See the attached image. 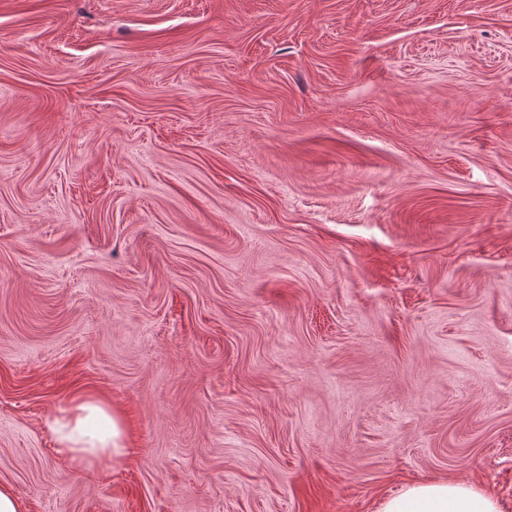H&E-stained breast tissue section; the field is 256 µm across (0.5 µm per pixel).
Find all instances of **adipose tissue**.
<instances>
[{
  "instance_id": "obj_1",
  "label": "adipose tissue",
  "mask_w": 512,
  "mask_h": 512,
  "mask_svg": "<svg viewBox=\"0 0 512 512\" xmlns=\"http://www.w3.org/2000/svg\"><path fill=\"white\" fill-rule=\"evenodd\" d=\"M58 450L79 465L106 471L129 452L123 418L94 399L73 401L46 419ZM379 512H501L490 493L464 482H436L408 487L385 500Z\"/></svg>"
}]
</instances>
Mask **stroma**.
<instances>
[{"label":"stroma","mask_w":512,"mask_h":512,"mask_svg":"<svg viewBox=\"0 0 512 512\" xmlns=\"http://www.w3.org/2000/svg\"><path fill=\"white\" fill-rule=\"evenodd\" d=\"M78 395L109 473L58 455ZM512 512V0H0V485L22 512ZM57 451L79 465L102 471L129 453V436L123 418L94 399L73 401L46 418ZM490 493L465 482H436L408 487L385 500L379 512H501Z\"/></svg>","instance_id":"obj_1"}]
</instances>
